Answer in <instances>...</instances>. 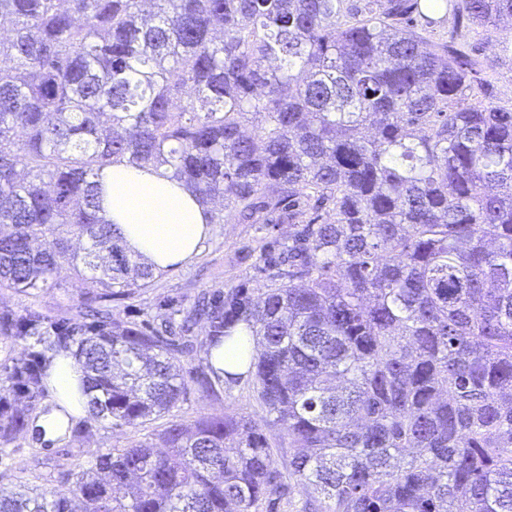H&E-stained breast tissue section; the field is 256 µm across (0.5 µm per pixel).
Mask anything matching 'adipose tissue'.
I'll return each instance as SVG.
<instances>
[{"instance_id": "adipose-tissue-1", "label": "adipose tissue", "mask_w": 512, "mask_h": 512, "mask_svg": "<svg viewBox=\"0 0 512 512\" xmlns=\"http://www.w3.org/2000/svg\"><path fill=\"white\" fill-rule=\"evenodd\" d=\"M102 216L117 224L126 250L155 269L191 262L211 233V214L184 185L147 168L115 163L103 172L99 193ZM47 386L53 409L34 424L43 440L57 439L66 416L86 414L79 392L81 369L62 353L51 359Z\"/></svg>"}]
</instances>
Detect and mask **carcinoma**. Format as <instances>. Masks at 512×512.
<instances>
[{
  "instance_id": "obj_1",
  "label": "carcinoma",
  "mask_w": 512,
  "mask_h": 512,
  "mask_svg": "<svg viewBox=\"0 0 512 512\" xmlns=\"http://www.w3.org/2000/svg\"><path fill=\"white\" fill-rule=\"evenodd\" d=\"M450 6L473 31L512 20V0H0V288L67 262L92 313L0 331L71 349L91 419L143 425L185 391L172 325L109 308L156 271L100 216L106 167L225 200L216 224L295 226L269 284L207 311L210 335L254 338L287 472L255 422L172 419L65 490L0 486V512H258L296 487L297 512H512V110L415 30ZM0 384L37 401L41 360ZM27 425L0 396V439Z\"/></svg>"
}]
</instances>
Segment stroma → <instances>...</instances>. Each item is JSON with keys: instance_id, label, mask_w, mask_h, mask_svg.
<instances>
[{"instance_id": "obj_1", "label": "stroma", "mask_w": 512, "mask_h": 512, "mask_svg": "<svg viewBox=\"0 0 512 512\" xmlns=\"http://www.w3.org/2000/svg\"><path fill=\"white\" fill-rule=\"evenodd\" d=\"M424 37L431 45L455 38L477 62L473 80L486 85L495 105L512 108V52L505 54L499 49L500 44L512 41L511 29L501 24L478 36L450 22L425 32ZM294 231L290 224H239L234 217H226L223 223L213 225L200 253L190 263L162 273L150 287L131 296L113 299L112 315L124 322L145 321L158 327L170 318L182 320L200 296L215 298L241 284L263 286L266 277L260 270L262 246L282 249ZM56 278L58 287L29 294L0 290V312L23 315L35 310L48 325L76 316L82 308L84 281L66 264L61 265ZM188 336L193 348L181 361L187 388L174 410L177 420L191 424L224 413L252 419L264 426L278 467H285L288 437L260 402L252 379L204 387L202 379L209 372L205 359L209 341L206 322H192ZM164 426L161 418L132 428L84 417L66 438L55 442L42 441L39 433L26 431L10 442H0V486L66 488L74 473L87 467L89 451L154 443Z\"/></svg>"}]
</instances>
